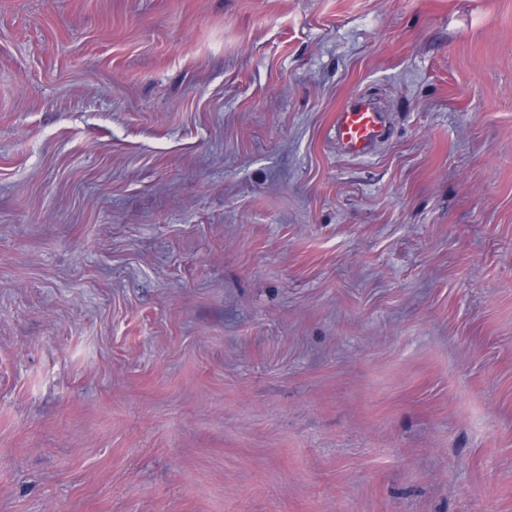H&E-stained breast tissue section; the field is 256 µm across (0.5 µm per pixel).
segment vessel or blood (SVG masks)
<instances>
[{"instance_id": "obj_1", "label": "vessel or blood", "mask_w": 512, "mask_h": 512, "mask_svg": "<svg viewBox=\"0 0 512 512\" xmlns=\"http://www.w3.org/2000/svg\"><path fill=\"white\" fill-rule=\"evenodd\" d=\"M385 123L381 110L369 99L358 96L336 114L337 139L348 155H365L382 139Z\"/></svg>"}]
</instances>
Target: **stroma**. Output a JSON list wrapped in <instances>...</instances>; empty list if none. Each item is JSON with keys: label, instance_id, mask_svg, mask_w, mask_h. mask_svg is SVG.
I'll use <instances>...</instances> for the list:
<instances>
[{"label": "stroma", "instance_id": "obj_1", "mask_svg": "<svg viewBox=\"0 0 512 512\" xmlns=\"http://www.w3.org/2000/svg\"><path fill=\"white\" fill-rule=\"evenodd\" d=\"M0 512H512V0H0ZM380 110L371 100L357 96L336 114V135L341 148L350 156L365 155L385 133Z\"/></svg>", "mask_w": 512, "mask_h": 512}]
</instances>
